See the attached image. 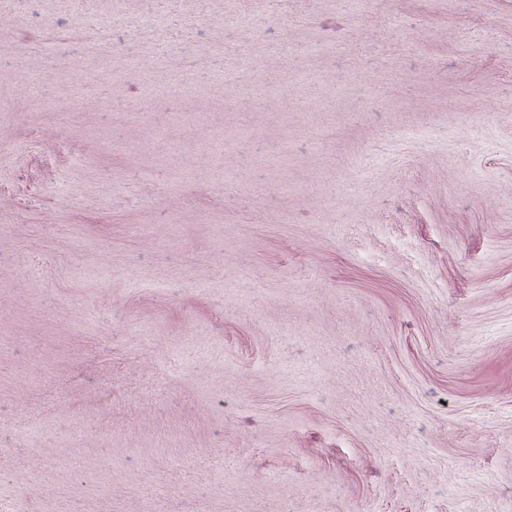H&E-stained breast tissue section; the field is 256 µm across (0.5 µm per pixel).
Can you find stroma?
Returning a JSON list of instances; mask_svg holds the SVG:
<instances>
[{
	"label": "stroma",
	"instance_id": "obj_1",
	"mask_svg": "<svg viewBox=\"0 0 512 512\" xmlns=\"http://www.w3.org/2000/svg\"><path fill=\"white\" fill-rule=\"evenodd\" d=\"M0 512H512V0H0Z\"/></svg>",
	"mask_w": 512,
	"mask_h": 512
}]
</instances>
